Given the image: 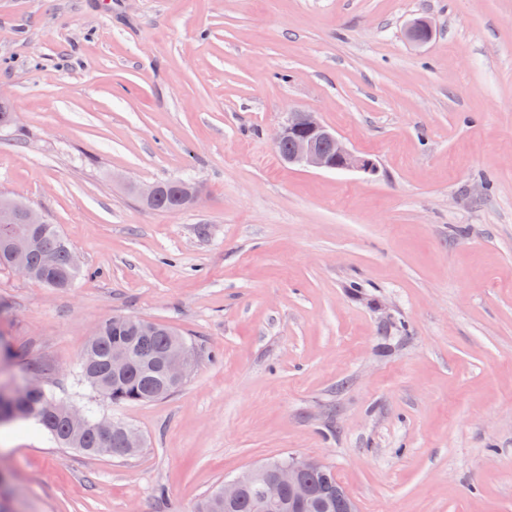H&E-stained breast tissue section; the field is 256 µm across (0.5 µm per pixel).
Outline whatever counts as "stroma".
Masks as SVG:
<instances>
[{"instance_id": "stroma-1", "label": "stroma", "mask_w": 512, "mask_h": 512, "mask_svg": "<svg viewBox=\"0 0 512 512\" xmlns=\"http://www.w3.org/2000/svg\"><path fill=\"white\" fill-rule=\"evenodd\" d=\"M0 94V195L83 270H0V385L21 353L94 402L75 367L115 314L197 350L170 397L101 407L136 456L0 426V512H193L289 453L359 512H512V0H0ZM295 111L378 175L285 164ZM176 179L197 204L134 191ZM434 35L432 22L427 18H420L413 21L405 30L404 36L407 40L416 44L430 42Z\"/></svg>"}]
</instances>
